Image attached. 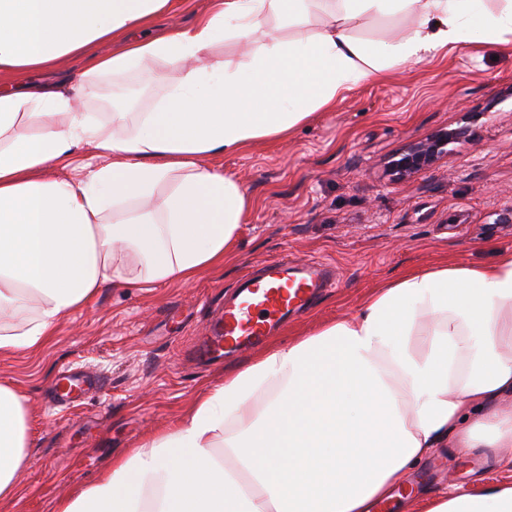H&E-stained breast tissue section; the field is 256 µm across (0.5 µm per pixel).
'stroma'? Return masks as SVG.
Instances as JSON below:
<instances>
[{
	"instance_id": "obj_1",
	"label": "stroma",
	"mask_w": 512,
	"mask_h": 512,
	"mask_svg": "<svg viewBox=\"0 0 512 512\" xmlns=\"http://www.w3.org/2000/svg\"><path fill=\"white\" fill-rule=\"evenodd\" d=\"M165 62L96 79L83 112L109 114L106 98L143 112L161 92ZM469 126L435 166L397 180L393 156L447 128ZM253 199L233 253L189 284L104 285L62 320L41 349L0 355V384L27 399L29 458L0 512H56L58 504L108 470L113 460L174 426L225 374L254 354L206 364L196 339L215 320L236 281L271 259L323 261L336 286L293 316L270 344L316 333L358 312L373 289L411 271L448 263L488 264L512 251V35L501 43H460L365 81L284 140L256 142L216 157ZM89 370L100 387L54 402L63 371ZM493 454L442 447L436 477L417 486L403 476L393 512L443 490L460 493L512 483Z\"/></svg>"
}]
</instances>
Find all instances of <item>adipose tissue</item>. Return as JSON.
<instances>
[{
	"label": "adipose tissue",
	"instance_id": "obj_1",
	"mask_svg": "<svg viewBox=\"0 0 512 512\" xmlns=\"http://www.w3.org/2000/svg\"><path fill=\"white\" fill-rule=\"evenodd\" d=\"M177 0H0V353L35 349L107 283H185L223 264L252 207L213 157L279 139L359 83L463 41L512 34V0H208L189 27L138 29ZM415 12L410 35L358 38ZM276 17L291 37L268 31ZM251 47L233 65L224 40ZM121 42L96 57L99 42ZM82 58L79 79L21 85ZM162 61L178 76L144 112L75 111L97 78ZM66 170L48 178V166ZM33 310L27 327L14 314ZM512 252L441 264L376 289L361 310L208 389L58 512H370L447 444L512 447ZM26 399L0 384V499L29 446ZM411 512H512V485L443 491Z\"/></svg>",
	"mask_w": 512,
	"mask_h": 512
}]
</instances>
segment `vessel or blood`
I'll use <instances>...</instances> for the list:
<instances>
[{
	"instance_id": "b4317fda",
	"label": "vessel or blood",
	"mask_w": 512,
	"mask_h": 512,
	"mask_svg": "<svg viewBox=\"0 0 512 512\" xmlns=\"http://www.w3.org/2000/svg\"><path fill=\"white\" fill-rule=\"evenodd\" d=\"M336 285L330 265L269 262L261 276L241 279L223 315L208 328L207 355L219 357L258 345L289 314L307 307L323 289Z\"/></svg>"
}]
</instances>
